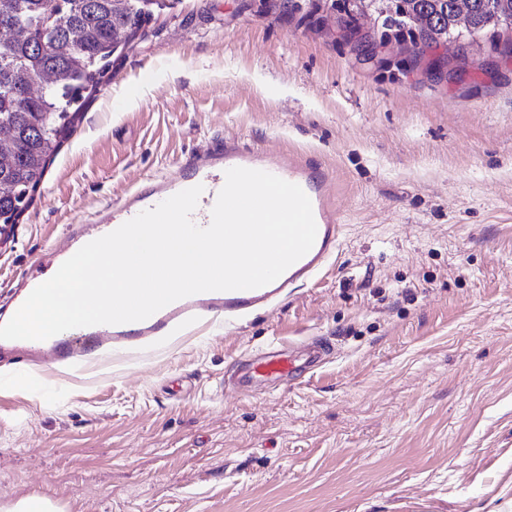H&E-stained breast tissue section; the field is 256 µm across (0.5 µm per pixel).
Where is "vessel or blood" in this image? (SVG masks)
<instances>
[{"label": "vessel or blood", "mask_w": 512, "mask_h": 512, "mask_svg": "<svg viewBox=\"0 0 512 512\" xmlns=\"http://www.w3.org/2000/svg\"><path fill=\"white\" fill-rule=\"evenodd\" d=\"M233 167L258 169L276 175L302 188L311 201L317 235L310 251L291 265L272 283L251 290L211 291L177 300L149 318L132 323L90 327L78 341L50 337L42 341L0 339V358L8 357L18 366L50 355L54 361H79L88 365L99 359L138 352L144 341L154 336L174 335L186 324L210 326L247 310L262 307L282 295L286 289L314 281L328 266L342 241L340 215L326 193V176L297 157L272 158L235 140L218 142L184 158L176 174L168 179L148 178L110 206L100 211L88 224L66 225V248H48L27 269L14 296L23 304L32 290L86 243L106 235L142 211L156 207L170 196L194 186H202L193 222L208 226L219 191L225 184V172ZM324 355L323 348L309 351L267 352L253 358L247 378L252 383L291 377L300 368L314 367Z\"/></svg>", "instance_id": "1"}]
</instances>
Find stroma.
<instances>
[{
	"instance_id": "obj_1",
	"label": "stroma",
	"mask_w": 512,
	"mask_h": 512,
	"mask_svg": "<svg viewBox=\"0 0 512 512\" xmlns=\"http://www.w3.org/2000/svg\"><path fill=\"white\" fill-rule=\"evenodd\" d=\"M316 0H179L112 57L13 236L0 311L64 225L237 139L333 174L342 246L275 305L95 368L0 362V502L63 512H512V55L355 51ZM326 345L294 381L224 380ZM1 512H58V505L50 498L24 496L20 499L0 504Z\"/></svg>"
}]
</instances>
